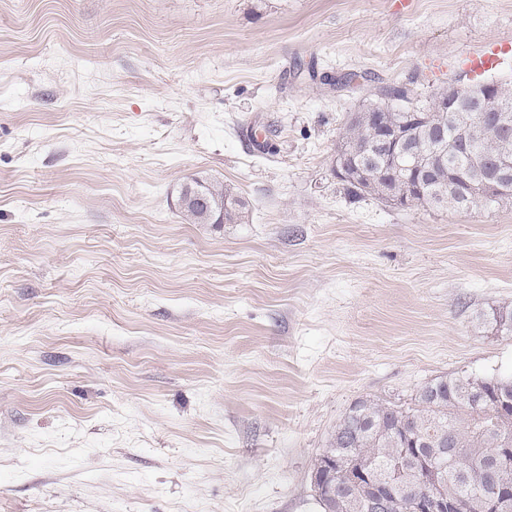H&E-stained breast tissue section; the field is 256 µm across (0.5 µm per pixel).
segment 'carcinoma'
Wrapping results in <instances>:
<instances>
[{
	"instance_id": "cac0c4a2",
	"label": "carcinoma",
	"mask_w": 512,
	"mask_h": 512,
	"mask_svg": "<svg viewBox=\"0 0 512 512\" xmlns=\"http://www.w3.org/2000/svg\"><path fill=\"white\" fill-rule=\"evenodd\" d=\"M458 110L432 112L434 101L413 104L406 84L375 87L389 102L387 119L409 132L401 163L412 166L399 174L391 156L377 146L367 116L347 123L337 152L347 162L341 178L350 198L384 199L390 186L401 199L416 205L458 211L467 197L487 204L512 202V174L491 179L496 162L512 171V139L500 134L494 117L512 113V86L495 83L486 98H473V86L457 90ZM198 187L208 197L213 215L192 205L181 207L189 224H236L245 217L246 202L224 185L193 178L181 185ZM512 435V376H475L465 371L440 376L421 386L412 403L399 405L379 396L357 398L336 424L324 455L339 467L319 477L317 492L323 512H370L371 487L352 482L350 474L365 471L376 481L398 471L408 478L388 512H414L418 490L437 487L463 505L462 512H512V453L504 450Z\"/></svg>"
}]
</instances>
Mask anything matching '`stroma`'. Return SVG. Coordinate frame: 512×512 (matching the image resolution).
<instances>
[{
  "label": "stroma",
  "mask_w": 512,
  "mask_h": 512,
  "mask_svg": "<svg viewBox=\"0 0 512 512\" xmlns=\"http://www.w3.org/2000/svg\"><path fill=\"white\" fill-rule=\"evenodd\" d=\"M500 44L485 80L512 0H0V512H322L358 397L511 376L512 203L332 170L374 81L424 104ZM198 176L245 219L184 221Z\"/></svg>",
  "instance_id": "1"
}]
</instances>
